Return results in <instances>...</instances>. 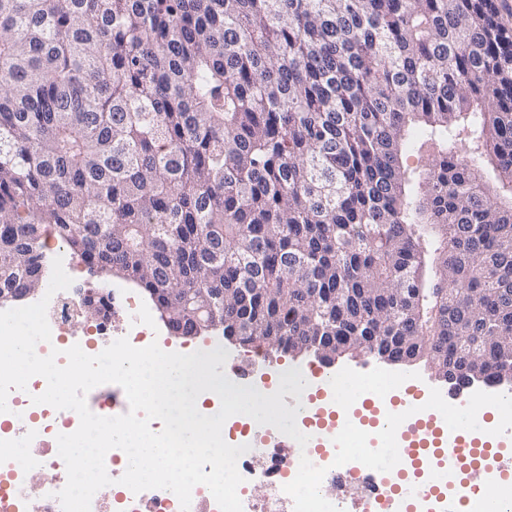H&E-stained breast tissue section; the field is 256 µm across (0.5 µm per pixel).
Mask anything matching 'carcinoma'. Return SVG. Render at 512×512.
I'll return each instance as SVG.
<instances>
[{"label": "carcinoma", "mask_w": 512, "mask_h": 512, "mask_svg": "<svg viewBox=\"0 0 512 512\" xmlns=\"http://www.w3.org/2000/svg\"><path fill=\"white\" fill-rule=\"evenodd\" d=\"M39 224L162 307L224 289L221 335L247 316L271 353L475 344L493 379L512 30L495 0H0V288L42 287Z\"/></svg>", "instance_id": "carcinoma-1"}]
</instances>
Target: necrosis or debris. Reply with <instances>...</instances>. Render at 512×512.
<instances>
[{"label":"necrosis or debris","mask_w":512,"mask_h":512,"mask_svg":"<svg viewBox=\"0 0 512 512\" xmlns=\"http://www.w3.org/2000/svg\"><path fill=\"white\" fill-rule=\"evenodd\" d=\"M81 307L76 299L60 291L53 295L47 308V319L51 329V341L38 345L39 356H48L50 349H58V364H66L64 355L72 345L68 337L69 328L79 316ZM7 404L12 421L10 430L0 429V512H62L56 497L67 482L66 471L57 467V442L59 430L74 431L80 420L76 412L57 410L48 405H36L30 399L10 392ZM249 449L237 461V469L244 479L238 488L243 512H293L292 498L284 487L292 474L297 473L301 458L300 446L289 452L271 446L267 435L254 434L248 440ZM264 455L266 466L255 471L253 460ZM334 453L323 452L317 457L318 466L326 474L320 491L322 496L337 508H344L343 489L354 473L365 472V465L350 462L334 466ZM262 481L270 493L262 499L254 498L247 491L249 484ZM91 512H181L180 503L174 493L164 489L145 490L133 493L128 487H120L113 497L95 494Z\"/></svg>","instance_id":"obj_1"}]
</instances>
